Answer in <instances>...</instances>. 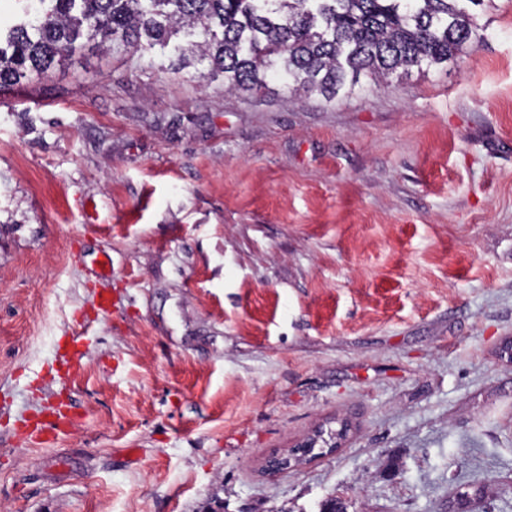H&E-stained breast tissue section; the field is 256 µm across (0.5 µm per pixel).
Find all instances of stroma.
Here are the masks:
<instances>
[{
  "mask_svg": "<svg viewBox=\"0 0 512 512\" xmlns=\"http://www.w3.org/2000/svg\"><path fill=\"white\" fill-rule=\"evenodd\" d=\"M472 12L328 101L91 49L0 93V512H512V0ZM50 414L55 417V421H42L36 420L33 423L27 425V429L24 432L25 439L29 438H38L44 436L45 431L47 429L57 430L58 432H63L64 428L60 426V424H66L71 421L70 416L62 411L60 408H55L50 411Z\"/></svg>",
  "mask_w": 512,
  "mask_h": 512,
  "instance_id": "obj_1",
  "label": "stroma"
}]
</instances>
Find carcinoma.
Segmentation results:
<instances>
[{"label":"carcinoma","mask_w":512,"mask_h":512,"mask_svg":"<svg viewBox=\"0 0 512 512\" xmlns=\"http://www.w3.org/2000/svg\"><path fill=\"white\" fill-rule=\"evenodd\" d=\"M0 29V91L65 64L83 43L166 58L224 88L259 94L281 75L288 89L330 100L361 73L386 79L455 61L476 28L464 7L484 0H24Z\"/></svg>","instance_id":"cac0c4a2"}]
</instances>
